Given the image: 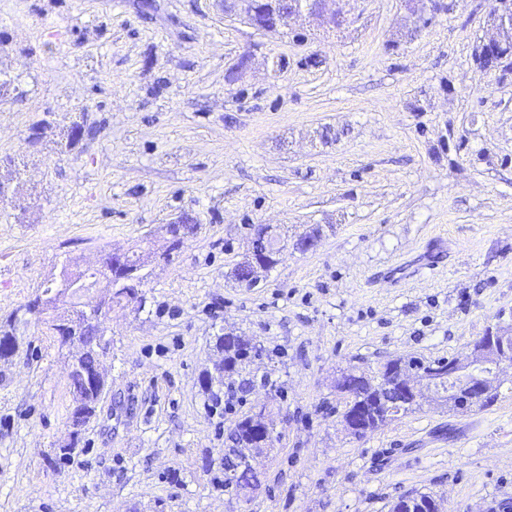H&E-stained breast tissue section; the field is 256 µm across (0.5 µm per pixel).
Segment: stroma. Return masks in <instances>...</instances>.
<instances>
[{
    "mask_svg": "<svg viewBox=\"0 0 512 512\" xmlns=\"http://www.w3.org/2000/svg\"><path fill=\"white\" fill-rule=\"evenodd\" d=\"M489 7L413 34L402 0H350L342 29L299 40L217 0H0V325L63 261L149 258L145 309L104 319L106 392L67 461L70 349L31 322L0 360V512H389L419 492L512 512V367L490 407L426 404L361 438L337 386L512 329V58L475 60ZM260 224L282 252L249 287ZM224 334L259 353L214 410L200 380ZM256 399L273 440L242 501L224 446Z\"/></svg>",
    "mask_w": 512,
    "mask_h": 512,
    "instance_id": "35a3bbf8",
    "label": "stroma"
}]
</instances>
